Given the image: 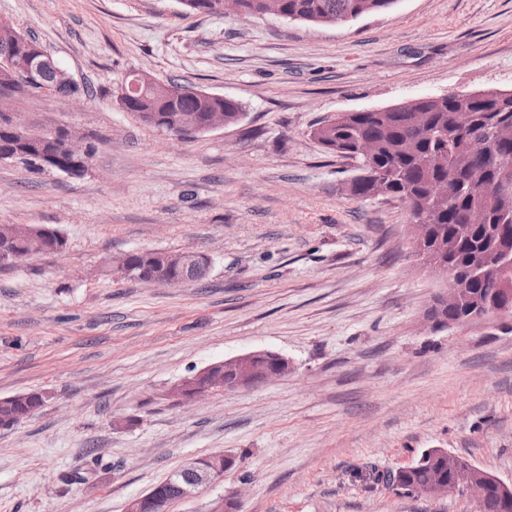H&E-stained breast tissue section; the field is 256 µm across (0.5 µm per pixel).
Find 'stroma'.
I'll return each mask as SVG.
<instances>
[{
    "label": "stroma",
    "mask_w": 512,
    "mask_h": 512,
    "mask_svg": "<svg viewBox=\"0 0 512 512\" xmlns=\"http://www.w3.org/2000/svg\"><path fill=\"white\" fill-rule=\"evenodd\" d=\"M75 97L14 92L33 132L93 148L87 172L0 163V224H51L63 251L0 267V398L46 392L0 429V512H124L187 459L236 468L167 512H477L352 479L440 448L512 483V321L436 331L444 278L403 202L355 199L353 160L313 124L419 97L512 91V0H397L343 25L186 13L180 0H0ZM135 71L238 99L239 125L181 138L121 111ZM139 251L205 254L204 280L122 275ZM288 376L190 402L171 391L251 351ZM100 456L92 468V456Z\"/></svg>",
    "instance_id": "stroma-1"
}]
</instances>
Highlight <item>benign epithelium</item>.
<instances>
[{"instance_id":"7a95c632","label":"benign epithelium","mask_w":512,"mask_h":512,"mask_svg":"<svg viewBox=\"0 0 512 512\" xmlns=\"http://www.w3.org/2000/svg\"><path fill=\"white\" fill-rule=\"evenodd\" d=\"M0 54L9 60V66L0 70V84L10 86L22 83L30 87L50 88L57 93L75 96L77 86L66 74L64 69L53 57L38 45L32 44L22 34L12 32L11 36L0 40ZM135 83L149 88L157 95L171 101L181 97L211 98L213 94L193 87H176L167 83L155 81L149 74L136 73ZM0 113L9 119L12 131L20 136L31 155L39 160V165L55 167L56 157L45 150L46 138L33 137L26 125L22 124L11 111L0 106ZM224 126V118L220 111L209 118L205 124L197 123L194 117L184 116L181 123L168 129L174 137H182L189 133H203ZM62 150L74 165L65 166L62 172L76 176L87 165L89 148L77 144L72 138H67L62 144ZM170 262L182 270L186 267H205L209 258L192 251L170 255ZM506 303L498 301L473 303L468 289L448 280L446 287L435 295L433 303L448 302V307L464 312L461 323L467 324L483 320L487 317L486 309H495L500 315H512V290L501 289ZM292 371L288 358L272 351H257L240 355L231 359L210 364L178 384L173 395L182 401H191L205 394L224 391L236 392L252 388L256 383H267L283 378ZM236 458L222 453L213 454L205 464L196 459L187 462L182 470L189 473L187 481L177 485L178 499L186 500L195 497L201 489L213 484L224 477V472L235 467ZM453 471V478L446 481L434 479L427 484L426 494L434 497H444L465 491L474 499L477 505H482L486 489L495 486L499 496L506 502L512 501V484H507L494 475L479 470L462 460L456 459L448 463ZM168 499L157 494V489L131 499L125 512H146L150 507L156 512H166Z\"/></svg>"}]
</instances>
